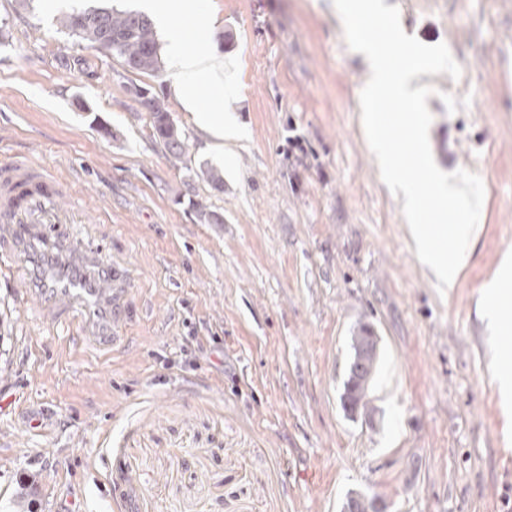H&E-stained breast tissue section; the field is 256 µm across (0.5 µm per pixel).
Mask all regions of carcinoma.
<instances>
[{
  "label": "carcinoma",
  "instance_id": "cac0c4a2",
  "mask_svg": "<svg viewBox=\"0 0 512 512\" xmlns=\"http://www.w3.org/2000/svg\"><path fill=\"white\" fill-rule=\"evenodd\" d=\"M60 31L82 43L103 47L122 58L133 71L150 74L160 64L158 42L151 19L134 10L89 6L83 10L64 12L58 18ZM153 136L172 155L186 150V137L171 116L168 106L149 112ZM378 339L372 329L361 326L352 336V360L344 383L343 408L347 413L367 414L369 383L375 372ZM377 498L352 492L343 506L344 512H375Z\"/></svg>",
  "mask_w": 512,
  "mask_h": 512
}]
</instances>
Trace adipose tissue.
Listing matches in <instances>:
<instances>
[{
    "instance_id": "adipose-tissue-1",
    "label": "adipose tissue",
    "mask_w": 512,
    "mask_h": 512,
    "mask_svg": "<svg viewBox=\"0 0 512 512\" xmlns=\"http://www.w3.org/2000/svg\"><path fill=\"white\" fill-rule=\"evenodd\" d=\"M144 8L163 29L168 41L170 60L177 78V89L188 105L195 123L209 129L216 137L232 138L238 127L225 121L220 110H202L198 101L206 96L225 97L224 63L216 51L205 43V29L212 23L210 13L195 8V0H145ZM195 35L200 45L194 52H186L184 43L188 35ZM493 303L484 316L492 331L512 326V306L505 304L508 289L512 288V256L501 259L499 275L491 283Z\"/></svg>"
}]
</instances>
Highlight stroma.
<instances>
[{
    "label": "stroma",
    "instance_id": "35a3bbf8",
    "mask_svg": "<svg viewBox=\"0 0 512 512\" xmlns=\"http://www.w3.org/2000/svg\"><path fill=\"white\" fill-rule=\"evenodd\" d=\"M427 45L455 40L429 143L484 185L453 293L416 258L361 119L370 77L329 0H204L206 40L241 88L242 138L193 121L169 59L152 74L58 31L88 0H0V163L26 155L69 180L127 267V325L111 349L46 328L0 274V506L36 479L33 512H512V348L477 315L512 252V0H418ZM165 97L187 148L152 135L133 86ZM87 110H80V103ZM97 122H90V115ZM224 172L214 188L200 170ZM220 221L203 224L197 205ZM361 324L378 338L374 412L341 394Z\"/></svg>",
    "mask_w": 512,
    "mask_h": 512
}]
</instances>
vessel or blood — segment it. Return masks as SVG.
<instances>
[{"label": "vessel or blood", "instance_id": "1", "mask_svg": "<svg viewBox=\"0 0 512 512\" xmlns=\"http://www.w3.org/2000/svg\"><path fill=\"white\" fill-rule=\"evenodd\" d=\"M67 185L27 157L0 165V260L24 252L28 285L44 324H65L84 341H113L126 319L129 277L107 243L75 244L69 227L100 224L101 212L63 204Z\"/></svg>", "mask_w": 512, "mask_h": 512}]
</instances>
